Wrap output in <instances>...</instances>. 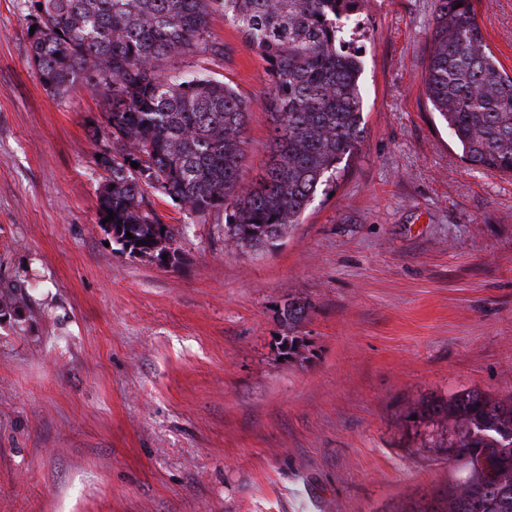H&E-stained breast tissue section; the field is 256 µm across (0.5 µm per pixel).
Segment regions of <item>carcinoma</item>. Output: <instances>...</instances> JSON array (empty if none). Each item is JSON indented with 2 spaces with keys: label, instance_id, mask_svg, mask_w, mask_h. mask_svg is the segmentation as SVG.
Wrapping results in <instances>:
<instances>
[{
  "label": "carcinoma",
  "instance_id": "obj_1",
  "mask_svg": "<svg viewBox=\"0 0 512 512\" xmlns=\"http://www.w3.org/2000/svg\"><path fill=\"white\" fill-rule=\"evenodd\" d=\"M361 2L25 0L36 26L29 63L43 88L58 97L82 89L103 102L105 124L89 129L104 143L98 164L108 173L98 215L102 221L113 211L122 251L170 253L173 267L181 265L174 227L155 211L150 192L191 215L221 217L225 241L254 251L299 223L362 141V61L344 51ZM216 10L268 64L261 111L271 159L249 189L239 177L252 102L209 73L164 69L172 57L219 53L207 29ZM432 41L430 104L468 164L512 176V76L487 48L472 0H437ZM5 312L20 315L9 290L0 291ZM307 315L296 300L280 310L290 332ZM412 415L448 430L437 447L462 462L466 475L409 512H512V401L469 390L423 401Z\"/></svg>",
  "mask_w": 512,
  "mask_h": 512
}]
</instances>
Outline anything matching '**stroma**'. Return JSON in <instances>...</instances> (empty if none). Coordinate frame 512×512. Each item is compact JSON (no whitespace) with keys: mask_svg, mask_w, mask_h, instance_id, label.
Segmentation results:
<instances>
[{"mask_svg":"<svg viewBox=\"0 0 512 512\" xmlns=\"http://www.w3.org/2000/svg\"><path fill=\"white\" fill-rule=\"evenodd\" d=\"M512 75V0H472ZM436 0H364L363 140L259 252L151 195L185 265L109 243L88 92L57 98L0 0V512H405L456 482L414 406L512 399V177L461 159L427 99ZM220 57L170 60L256 104L243 186L269 161L267 64L223 13ZM309 307L282 358L278 310Z\"/></svg>","mask_w":512,"mask_h":512,"instance_id":"1","label":"stroma"}]
</instances>
